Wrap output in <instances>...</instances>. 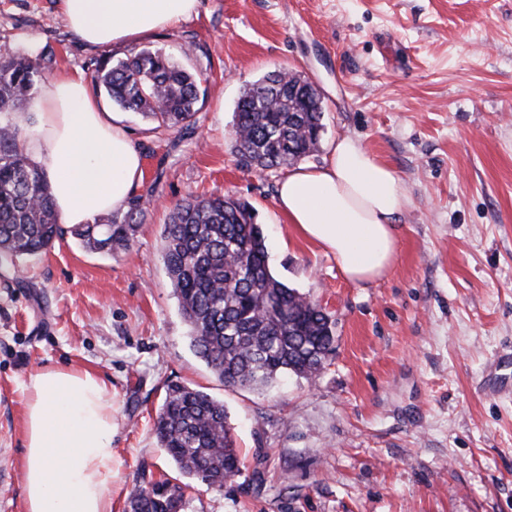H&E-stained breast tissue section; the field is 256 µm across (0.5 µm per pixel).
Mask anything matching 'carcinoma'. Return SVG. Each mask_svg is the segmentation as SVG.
I'll return each instance as SVG.
<instances>
[{
    "mask_svg": "<svg viewBox=\"0 0 512 512\" xmlns=\"http://www.w3.org/2000/svg\"><path fill=\"white\" fill-rule=\"evenodd\" d=\"M94 80L117 105L160 127L190 124L205 91L161 49L115 64L94 62ZM291 74L275 70L241 92L232 138L241 167L277 170L318 144L323 113L303 100L288 102ZM41 80L35 61L0 51V114L30 104ZM138 200L127 211L77 225L88 249L127 251L139 229ZM44 171L25 149L20 129L0 120V258L46 253L62 237ZM163 262L196 355L226 386L269 387L281 374L318 376L335 352L336 322L306 294L277 279L267 260L253 207L229 196H188L170 213ZM157 440L185 475L221 487L241 472L224 403L179 383L166 384L155 422ZM183 488L142 479L129 512H187Z\"/></svg>",
    "mask_w": 512,
    "mask_h": 512,
    "instance_id": "obj_1",
    "label": "carcinoma"
}]
</instances>
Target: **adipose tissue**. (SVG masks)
<instances>
[{"instance_id": "1", "label": "adipose tissue", "mask_w": 512, "mask_h": 512, "mask_svg": "<svg viewBox=\"0 0 512 512\" xmlns=\"http://www.w3.org/2000/svg\"><path fill=\"white\" fill-rule=\"evenodd\" d=\"M198 0H61L86 45H132L190 16ZM27 123V151L43 166L62 223L86 224L125 209L143 179V155L104 112L79 74L49 81ZM406 187L360 140L333 142L323 163L292 169L278 183V212L297 234L332 254L355 283L386 274L397 248L395 221ZM24 423L26 512H111L115 413L90 371L47 368L30 376Z\"/></svg>"}]
</instances>
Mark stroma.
Listing matches in <instances>:
<instances>
[{
  "mask_svg": "<svg viewBox=\"0 0 512 512\" xmlns=\"http://www.w3.org/2000/svg\"><path fill=\"white\" fill-rule=\"evenodd\" d=\"M28 38L47 79H89L94 61L131 54L86 47L58 0H0V47ZM141 46L207 94L173 129L96 90L144 155L129 250L89 252L67 233L46 255L0 262V512H26L25 385L58 366L91 371L114 399L112 512L143 469L187 485L188 512H512V397L480 390L486 363L512 349V0H199ZM276 69L321 94L305 164L351 136L403 180L383 278L350 282L296 234L274 204L283 170L240 167L237 99ZM190 193L248 201L272 272L335 319L318 378L240 390L195 355L162 259L168 214ZM171 381L224 403L245 470L223 488L188 480L156 439Z\"/></svg>",
  "mask_w": 512,
  "mask_h": 512,
  "instance_id": "1",
  "label": "stroma"
}]
</instances>
